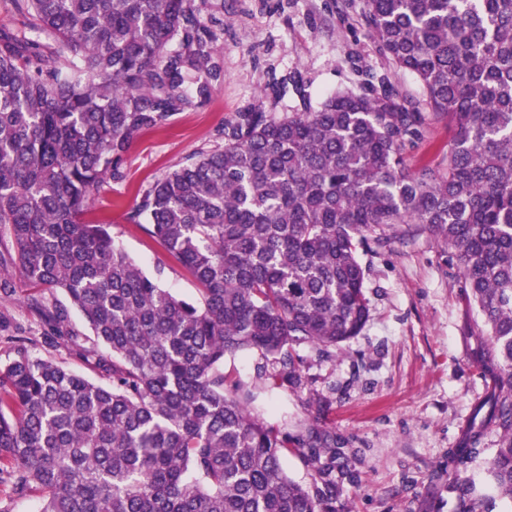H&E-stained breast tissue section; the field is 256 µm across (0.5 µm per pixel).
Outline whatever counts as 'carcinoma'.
Masks as SVG:
<instances>
[{
	"label": "carcinoma",
	"mask_w": 512,
	"mask_h": 512,
	"mask_svg": "<svg viewBox=\"0 0 512 512\" xmlns=\"http://www.w3.org/2000/svg\"><path fill=\"white\" fill-rule=\"evenodd\" d=\"M0 30V290L17 277L50 345L109 384L34 355L0 361V483L40 512H336L349 458L326 430L291 436L251 404L224 358L258 356L255 379L303 386L295 347L322 353L369 317L361 255L422 224L456 260L488 343L490 384L448 488L501 431L489 471L512 499V0H366L363 22L424 103L389 73L312 105L240 112L223 144L145 190L127 216L194 279L180 297L87 217L93 190L142 132L205 105L222 72L208 0H3ZM453 131L442 161L412 172L429 115ZM93 346L77 343L70 310ZM312 468L302 484L282 461Z\"/></svg>",
	"instance_id": "obj_1"
}]
</instances>
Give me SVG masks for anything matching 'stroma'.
Listing matches in <instances>:
<instances>
[{"label": "stroma", "mask_w": 512, "mask_h": 512, "mask_svg": "<svg viewBox=\"0 0 512 512\" xmlns=\"http://www.w3.org/2000/svg\"><path fill=\"white\" fill-rule=\"evenodd\" d=\"M210 2L222 30L215 54L223 72L209 101L135 138L121 179H104L90 212L146 273L160 274L164 287L186 297L195 293L193 279L127 219L153 182L220 144L225 123L237 113L299 107L295 96L277 102L266 93L273 82L295 74L314 102L339 89H359L366 74L386 71L407 97L423 96L417 78L391 69L368 37L364 0ZM451 141L447 118H434L409 151L408 167L438 163ZM362 261L370 305L363 330L327 356L301 346L302 389L260 384L259 411L292 435L310 426L328 430L337 447L354 456L336 512H458L464 501L477 512H512L488 473L496 431L486 433L482 453L464 470V491L448 487V452L458 447L486 392L474 360L481 322L458 284L455 261L419 224L396 226ZM31 293L19 280L11 293H0V357L5 336L18 331L33 340L39 357L89 375L75 352L45 344L41 320L28 307Z\"/></svg>", "instance_id": "stroma-1"}]
</instances>
